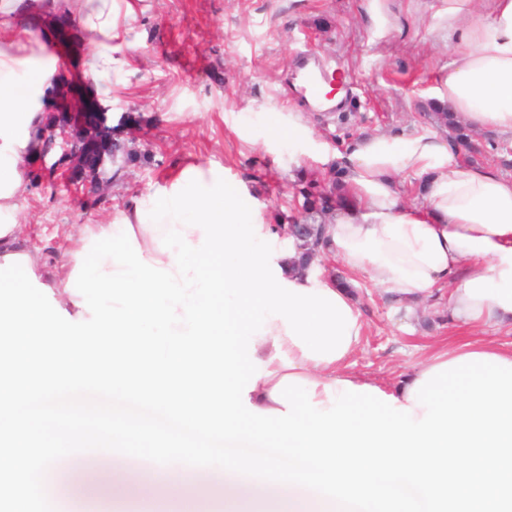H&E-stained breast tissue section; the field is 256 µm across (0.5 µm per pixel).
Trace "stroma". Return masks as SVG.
I'll use <instances>...</instances> for the list:
<instances>
[{
  "instance_id": "1",
  "label": "stroma",
  "mask_w": 512,
  "mask_h": 512,
  "mask_svg": "<svg viewBox=\"0 0 512 512\" xmlns=\"http://www.w3.org/2000/svg\"><path fill=\"white\" fill-rule=\"evenodd\" d=\"M37 21L31 52L57 57L55 81L105 95L110 124L121 138L137 133L140 152L92 206L83 205L85 187L68 169L31 182L14 246L52 272L69 270L87 226L111 222L133 199L168 192L193 167L223 175L276 223L297 174L326 164L300 147L255 138L243 115L296 110L287 90L297 51L332 59L354 83L334 115H309L329 149L377 131H438L426 105L448 63L447 0H116L117 67L95 81L86 75L91 33L71 30L64 46L50 17ZM352 295L365 334L349 370L387 387L444 341L512 344L511 329L449 320L444 290L410 305L358 276Z\"/></svg>"
}]
</instances>
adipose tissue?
<instances>
[{"label": "adipose tissue", "instance_id": "1", "mask_svg": "<svg viewBox=\"0 0 512 512\" xmlns=\"http://www.w3.org/2000/svg\"><path fill=\"white\" fill-rule=\"evenodd\" d=\"M448 64L439 74L436 101L448 104L459 120L478 132L512 135V0H447ZM113 0H0V265L12 254L20 202L29 188L28 161L36 133L45 122L41 99L54 63L23 55L22 18L34 9L65 11L85 29L111 38ZM268 136L283 145H301L313 157L321 148L303 113L267 121ZM345 171V202L329 226L326 255L353 275L368 276L379 288L417 302L451 286L448 315L465 325H512V176L459 160L446 139L431 133H372L336 151ZM411 176L425 185L420 205H406L396 179ZM149 198L136 199L118 219L94 227V234L115 233L130 223L144 260L173 269L160 251V226L140 222ZM255 341L263 373L250 391L251 404L275 408L272 390L283 377L314 383L321 410L340 394L348 379L345 359L312 360L286 334L282 320L267 322ZM512 362V346L491 340L463 341L436 351L405 374L392 394L406 404L423 374L470 353ZM198 478L179 476L156 481L155 497L167 512H197ZM218 485L223 512H336L331 497L300 486L276 485L253 477L222 474Z\"/></svg>", "mask_w": 512, "mask_h": 512}]
</instances>
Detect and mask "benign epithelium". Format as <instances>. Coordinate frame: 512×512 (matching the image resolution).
I'll return each instance as SVG.
<instances>
[{
	"instance_id": "7a95c632",
	"label": "benign epithelium",
	"mask_w": 512,
	"mask_h": 512,
	"mask_svg": "<svg viewBox=\"0 0 512 512\" xmlns=\"http://www.w3.org/2000/svg\"><path fill=\"white\" fill-rule=\"evenodd\" d=\"M59 111L48 115L36 160L51 171L72 165L86 176V195H99L112 183L106 163L114 162L113 145L118 141L107 125V108L69 86L57 88Z\"/></svg>"
}]
</instances>
